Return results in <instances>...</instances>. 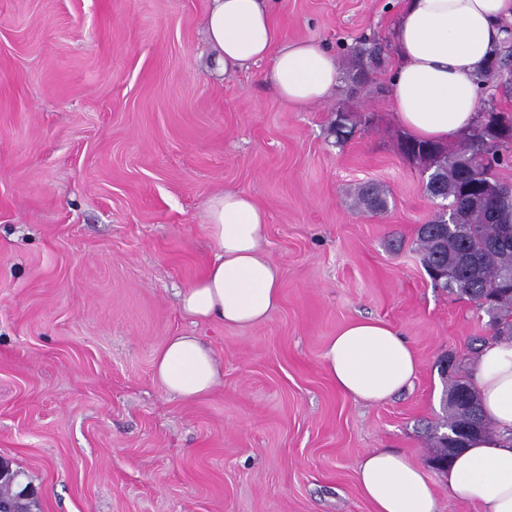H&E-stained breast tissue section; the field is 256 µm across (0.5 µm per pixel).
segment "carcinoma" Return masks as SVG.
<instances>
[{"mask_svg": "<svg viewBox=\"0 0 512 512\" xmlns=\"http://www.w3.org/2000/svg\"><path fill=\"white\" fill-rule=\"evenodd\" d=\"M511 142V123L491 138L485 123L479 122L451 149L410 138L400 143L401 152L427 172L428 193L450 208L449 214L434 216L418 230L425 269L438 274L437 287L468 299L489 316L488 327L495 336H512V192L486 196L475 205L468 194L474 183L507 187L494 169L504 161ZM356 197L371 212L387 207L386 194L376 184L359 187ZM442 375L443 414L423 429L432 443L431 458L436 460L452 458L467 446L472 434L492 431L468 380L466 359L451 373L442 370ZM446 430L452 439L445 438ZM0 471L5 473L0 478V502L15 512H30L26 491L12 490L19 472L2 462Z\"/></svg>", "mask_w": 512, "mask_h": 512, "instance_id": "carcinoma-1", "label": "carcinoma"}]
</instances>
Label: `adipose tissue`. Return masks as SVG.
Wrapping results in <instances>:
<instances>
[{"label": "adipose tissue", "mask_w": 512, "mask_h": 512, "mask_svg": "<svg viewBox=\"0 0 512 512\" xmlns=\"http://www.w3.org/2000/svg\"><path fill=\"white\" fill-rule=\"evenodd\" d=\"M205 32L220 73L266 64V80L288 104L329 100L339 84L336 58L311 41L284 39L270 0H209ZM399 63L390 103L411 136L446 143L477 120L489 61L512 39V0H403L393 27ZM205 225L213 256L179 294L189 318L250 327L281 298L278 267L263 253L268 213L248 193L212 196ZM324 366L347 397L385 401L411 385L418 370L408 341L380 319H357L329 339ZM163 389L193 400L220 379L215 358L198 337H171L156 353ZM492 436L474 435L445 475L454 497L482 512H512V337L489 341L470 371ZM372 512H437L433 482L406 455L374 449L355 470Z\"/></svg>", "instance_id": "ef3b65f1"}]
</instances>
